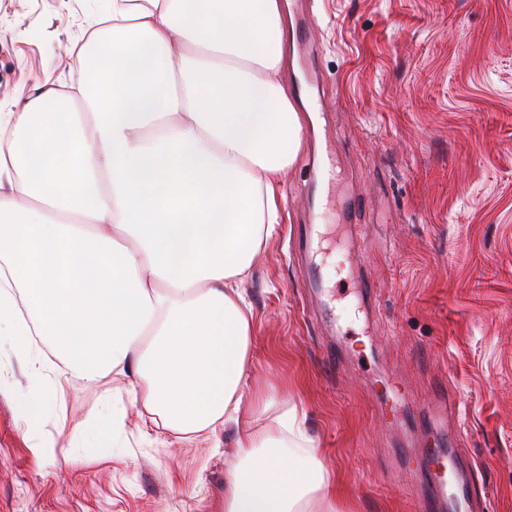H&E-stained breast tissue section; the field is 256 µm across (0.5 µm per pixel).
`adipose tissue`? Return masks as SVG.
Instances as JSON below:
<instances>
[{
  "label": "adipose tissue",
  "instance_id": "ef3b65f1",
  "mask_svg": "<svg viewBox=\"0 0 512 512\" xmlns=\"http://www.w3.org/2000/svg\"><path fill=\"white\" fill-rule=\"evenodd\" d=\"M285 55L281 0H112L74 57L88 111L38 78L0 113V337L42 385L19 417L134 372L82 436L111 446L137 403L179 434L234 429L224 512H337L304 413L249 383L240 283L303 146Z\"/></svg>",
  "mask_w": 512,
  "mask_h": 512
}]
</instances>
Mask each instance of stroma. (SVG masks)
I'll use <instances>...</instances> for the list:
<instances>
[{
	"label": "stroma",
	"instance_id": "35a3bbf8",
	"mask_svg": "<svg viewBox=\"0 0 512 512\" xmlns=\"http://www.w3.org/2000/svg\"><path fill=\"white\" fill-rule=\"evenodd\" d=\"M111 6L0 0V106L20 108L37 76L76 93L71 55ZM307 7L322 86L244 283L252 379L304 412L339 512H414L426 451L452 432L472 512H512V0ZM325 150L329 183L312 174ZM129 387L72 380L65 416L32 430L13 397L34 385L0 345V512H224L232 434L181 437L131 406L111 457L86 447L76 428L100 390ZM38 441L53 445L40 459Z\"/></svg>",
	"mask_w": 512,
	"mask_h": 512
}]
</instances>
